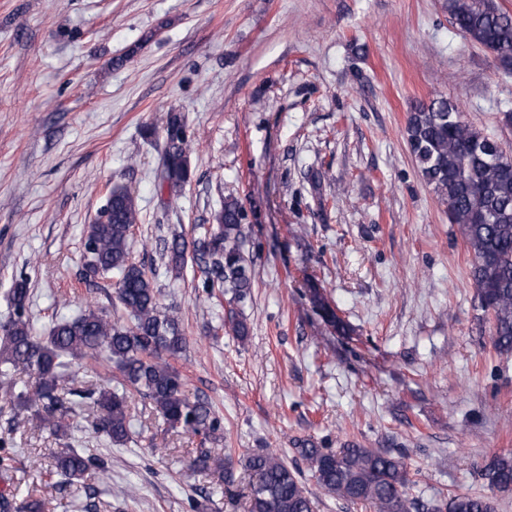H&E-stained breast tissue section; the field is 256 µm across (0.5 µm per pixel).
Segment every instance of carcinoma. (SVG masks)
<instances>
[{
  "label": "carcinoma",
  "mask_w": 512,
  "mask_h": 512,
  "mask_svg": "<svg viewBox=\"0 0 512 512\" xmlns=\"http://www.w3.org/2000/svg\"><path fill=\"white\" fill-rule=\"evenodd\" d=\"M455 27L471 42L512 67V13L494 0H448ZM407 143L426 185L448 206L450 223L458 225L471 256V278L481 310L493 327V345L512 355V156L491 145L492 138L461 119L459 107L446 98L414 104L406 123ZM194 140L180 115L168 116L159 181L171 189L189 178ZM245 219L242 203L232 197L214 215L216 227L203 228L191 241L173 238L167 247L168 266L178 270L187 254L204 274L211 294L224 289L228 304L224 325L239 340L249 334L241 307L251 297L252 263L243 251ZM141 214L130 191L112 187L94 223L88 225L83 268L88 278H115L116 299L123 315L110 319L91 308L53 323L46 336L33 333L27 311V277L10 288L13 315L0 322V397L14 410L38 417L57 437L76 428V408L88 403L96 417L91 428L110 442L129 439L128 398L149 400L165 430L183 429L215 440L224 432L222 418L210 404L192 399L186 382L170 360L187 346L177 313L161 305L160 290L143 265L132 260L131 241ZM86 360L112 369V383L91 390L69 387L72 361ZM24 370L35 383L18 385L13 374ZM295 451L324 494L350 503H367L374 512H411L409 483L402 457L349 441L333 450L311 438L298 439ZM191 466L223 474L234 482L230 456L200 452ZM244 466L255 473L248 512H313L314 501L299 472L273 451L248 456ZM56 473L68 484L84 480L106 463L73 447L56 457ZM486 485L512 493V454L493 456L481 470ZM40 500L21 505L0 494V512H53ZM427 512H494L485 496L467 493L434 500Z\"/></svg>",
  "instance_id": "1"
}]
</instances>
